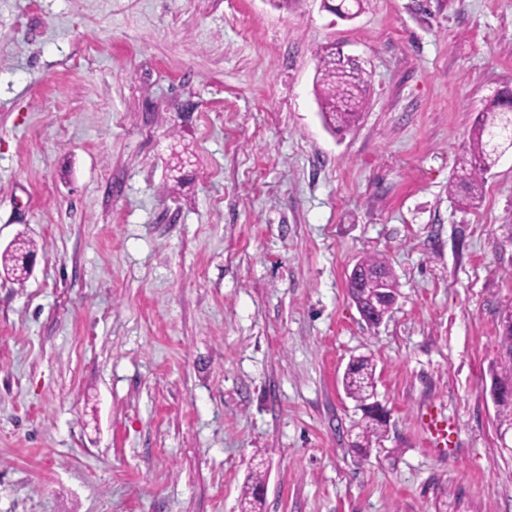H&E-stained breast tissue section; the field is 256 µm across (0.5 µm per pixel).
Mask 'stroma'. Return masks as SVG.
<instances>
[{
  "instance_id": "35a3bbf8",
  "label": "stroma",
  "mask_w": 512,
  "mask_h": 512,
  "mask_svg": "<svg viewBox=\"0 0 512 512\" xmlns=\"http://www.w3.org/2000/svg\"><path fill=\"white\" fill-rule=\"evenodd\" d=\"M330 44L367 83L341 132ZM507 86L512 0H0V250L37 252L0 273V512H241L255 469L262 512H512V149L478 208L448 191ZM367 254L399 291L374 328ZM316 86L318 105L326 125L343 130L358 120L365 100V80L354 64L342 62L335 45L319 51ZM35 243L29 239H20L9 248L5 249L0 256L1 266L7 274L13 276L18 283H24L27 279L30 268L27 267L20 256L23 253L34 252ZM356 275L349 280V292L352 300L362 306L369 314L384 318L391 305V300L385 298L381 288H397L393 271L384 258L363 257L356 265ZM380 279L383 285H380ZM375 364L370 357L353 358L343 377L346 395L362 406L376 390ZM386 432V418L377 415L366 416L364 414L355 446L360 451L367 452L373 445H380Z\"/></svg>"
}]
</instances>
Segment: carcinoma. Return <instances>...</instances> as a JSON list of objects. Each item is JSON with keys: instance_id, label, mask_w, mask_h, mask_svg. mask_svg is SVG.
<instances>
[{"instance_id": "obj_1", "label": "carcinoma", "mask_w": 512, "mask_h": 512, "mask_svg": "<svg viewBox=\"0 0 512 512\" xmlns=\"http://www.w3.org/2000/svg\"><path fill=\"white\" fill-rule=\"evenodd\" d=\"M316 86L318 105L325 124L343 130L354 124L365 100V80L359 68L340 58L336 47L325 46L319 51ZM512 115V95L495 96L485 103L482 116L473 128L468 148L459 159L460 174L449 182V192L463 206L474 208L481 200L484 175L497 161L492 142L501 133L504 117ZM35 243L20 239L0 254V266L19 283L25 282L30 268L21 260L24 253L34 252ZM397 287L388 262L378 257H363L356 267V275L349 280L352 300L378 318L386 316L391 300L385 298L381 288ZM500 336L512 369V313L501 324ZM375 364L371 358L358 357L343 377L346 395L362 406L376 390ZM387 432V419L382 416H363L356 448L366 452L381 443Z\"/></svg>"}]
</instances>
